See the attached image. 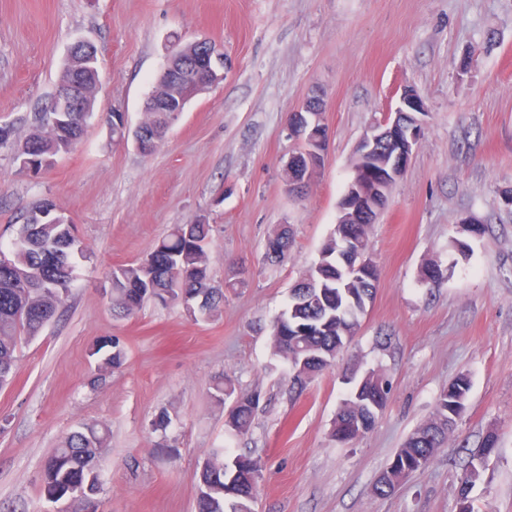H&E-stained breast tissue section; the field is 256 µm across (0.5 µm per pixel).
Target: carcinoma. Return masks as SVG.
Listing matches in <instances>:
<instances>
[{"label": "carcinoma", "instance_id": "1", "mask_svg": "<svg viewBox=\"0 0 512 512\" xmlns=\"http://www.w3.org/2000/svg\"><path fill=\"white\" fill-rule=\"evenodd\" d=\"M78 84L82 109L67 113L65 128L45 119L40 112L35 125L17 145L16 158L36 159L56 157L72 150L81 140L84 127L92 115L99 84L96 49L89 43L71 47L63 64L59 85ZM168 123V113L146 110L141 126L158 132ZM209 224H176L159 240L154 249L174 256L177 269L159 266L148 269L134 263L112 268V311L120 316L135 315L148 298L174 303L184 294L192 301L203 299L192 318L210 315L224 302V291L211 286L210 265L205 244ZM277 243L274 253L264 252L270 265L282 263L290 250V228L283 226L269 235ZM7 262L0 263V388L9 385L16 369V350L21 336L39 334L54 317L58 307L69 296L74 280L75 260L85 257L82 242L71 243L67 224H31L24 218L18 242L5 248ZM378 275L366 281L346 279L336 281V234L324 242L321 256L312 270L311 278L292 288L287 311L271 325V345L274 354L293 367V389L303 390L308 380L326 369L318 363H300L308 350L320 352L329 360L351 343L360 327V317L376 291ZM112 352L104 359L103 368L122 365L125 351L119 341H110ZM362 391L381 404H386L390 391L383 375L369 373L361 378ZM470 381L457 378L438 396L432 418L419 426L407 438L398 455L424 468L435 451L444 446L457 420L450 416L454 406L468 402ZM239 404L225 420L227 429L243 433L252 424L259 397L253 394L238 396ZM365 416L364 408L347 403L336 415L332 437L340 443L355 440L350 426ZM107 429L86 427L70 433L62 445L46 459L43 466V490L48 501L63 500L77 504L79 512H87L90 498L101 487L98 459L106 440ZM498 437L488 433L479 450L473 455L466 476L460 481L457 500H469L472 486L497 447ZM253 458L246 455L229 457L222 448H215L199 472L196 512H229L246 507L255 499L258 483L249 479ZM238 471L231 486L224 482V470ZM412 468L395 463L384 472L376 484L381 496L391 494ZM80 486L89 490L82 497H73L70 490Z\"/></svg>", "mask_w": 512, "mask_h": 512}]
</instances>
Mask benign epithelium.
Listing matches in <instances>:
<instances>
[{"label":"benign epithelium","mask_w":512,"mask_h":512,"mask_svg":"<svg viewBox=\"0 0 512 512\" xmlns=\"http://www.w3.org/2000/svg\"><path fill=\"white\" fill-rule=\"evenodd\" d=\"M193 44L199 47L198 55L182 59L176 65L167 63L153 90L157 110L170 112L175 119L191 99L207 93L224 78L222 55L205 38ZM322 110L320 99L313 97L288 116L289 134L299 144L285 164L286 189L292 194L311 181L321 166L328 139L321 123ZM76 111L77 92L69 88L57 96L51 120L55 122L62 113ZM424 113L417 91L404 88L395 109L374 123L356 148L355 164L360 166L362 174H353L338 202L336 219V225L341 228V249L346 253L344 273L348 277L362 276L376 267L370 254L353 247L350 225L369 217L376 219L384 209L391 187L405 172L423 135L420 115Z\"/></svg>","instance_id":"1"}]
</instances>
